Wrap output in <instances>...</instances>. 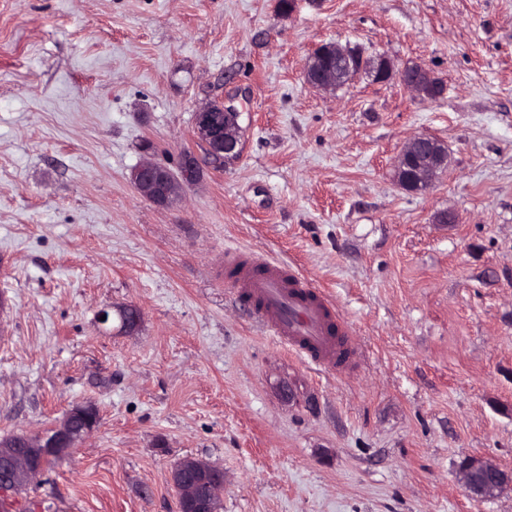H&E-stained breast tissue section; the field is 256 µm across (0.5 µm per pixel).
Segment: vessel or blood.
<instances>
[{
    "mask_svg": "<svg viewBox=\"0 0 512 512\" xmlns=\"http://www.w3.org/2000/svg\"><path fill=\"white\" fill-rule=\"evenodd\" d=\"M224 271L232 287L251 301L253 320L270 335L316 366L343 374L354 369L349 326L308 279L286 264L232 249L224 253Z\"/></svg>",
    "mask_w": 512,
    "mask_h": 512,
    "instance_id": "1",
    "label": "vessel or blood"
}]
</instances>
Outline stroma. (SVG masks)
I'll return each instance as SVG.
<instances>
[{
	"label": "stroma",
	"instance_id": "stroma-1",
	"mask_svg": "<svg viewBox=\"0 0 512 512\" xmlns=\"http://www.w3.org/2000/svg\"><path fill=\"white\" fill-rule=\"evenodd\" d=\"M291 3L0 0V437L100 414L18 507L177 512L193 458L223 470L221 512H512L458 476L468 456L512 470V0ZM323 42L443 93L313 89ZM224 99L239 159L142 198L132 169L202 158L195 112ZM421 133L448 167L410 193L394 165ZM229 248L324 290L354 372L253 324ZM127 306L134 332L99 322ZM370 75L377 83H386L395 76L407 90L419 96L430 97L427 92V89H430V73L421 64L408 65L398 69L389 58L381 56L379 66Z\"/></svg>",
	"mask_w": 512,
	"mask_h": 512
}]
</instances>
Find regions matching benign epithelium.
Listing matches in <instances>:
<instances>
[{
  "mask_svg": "<svg viewBox=\"0 0 512 512\" xmlns=\"http://www.w3.org/2000/svg\"><path fill=\"white\" fill-rule=\"evenodd\" d=\"M336 58L349 62L344 80L351 83L361 69L351 63L353 51L338 43L332 44ZM313 59L304 69L306 83L320 91L338 89V74L327 68L311 75ZM373 81L386 83L396 77L409 91L428 95L430 73L421 64L396 68L387 57L371 73ZM241 112L232 104L207 102L195 112V134L215 164L232 161L242 152ZM448 153L436 138L417 134L409 139L395 165L397 184L410 192H424L431 188L447 168ZM196 157L185 154L178 170L152 159L141 161L132 171L131 179L137 192L158 207H168L179 197L182 187L189 183L198 170ZM98 409L89 403L73 406L63 420L38 434L23 433L14 440H0V485L8 486L23 481L35 483L45 475L46 462L62 459L98 428ZM459 476L465 492L474 498L495 496L505 489L512 490V471H506L492 460L469 456L459 466ZM174 484L178 490V512H217L218 491L224 488V473L211 471L192 460L179 469Z\"/></svg>",
  "mask_w": 512,
  "mask_h": 512,
  "instance_id": "7a95c632",
  "label": "benign epithelium"
}]
</instances>
